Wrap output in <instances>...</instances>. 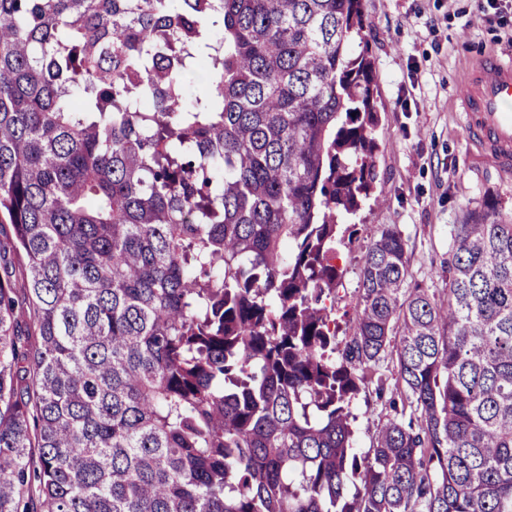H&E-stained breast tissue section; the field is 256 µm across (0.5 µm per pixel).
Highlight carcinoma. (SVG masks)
I'll list each match as a JSON object with an SVG mask.
<instances>
[{
	"mask_svg": "<svg viewBox=\"0 0 512 512\" xmlns=\"http://www.w3.org/2000/svg\"><path fill=\"white\" fill-rule=\"evenodd\" d=\"M362 29V0H0V224L41 339L0 279V512H512L493 199L445 302L384 227L336 348L333 255L380 200ZM392 348L407 408L361 455ZM380 372L384 374L383 377L386 379L384 395L380 398L377 394L375 379L368 381V383L361 385L360 392L352 406V412L357 417L354 422L356 448L363 455L371 447V437L377 425L384 422L392 414L389 408V399L395 397L399 403V397L394 390L396 376L394 363L388 360L384 363Z\"/></svg>",
	"mask_w": 512,
	"mask_h": 512,
	"instance_id": "obj_1",
	"label": "carcinoma"
}]
</instances>
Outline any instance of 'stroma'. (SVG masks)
Segmentation results:
<instances>
[{"label":"stroma","mask_w":512,"mask_h":512,"mask_svg":"<svg viewBox=\"0 0 512 512\" xmlns=\"http://www.w3.org/2000/svg\"><path fill=\"white\" fill-rule=\"evenodd\" d=\"M483 22L478 0H363L365 34L377 72L381 104L375 136L377 186L384 200L367 201L353 239L340 245L336 290L340 335L351 332L355 289L368 246L394 225L406 240L407 287L448 298L450 232L470 211L494 199L512 214V173L478 156L466 135L460 104L464 73L472 59L494 55L512 63V0H494ZM13 227L0 224V277L11 278L18 305L27 302L25 257L13 247ZM385 386L369 381L352 406L356 448L367 453L372 434L391 414L395 367L381 368Z\"/></svg>","instance_id":"stroma-1"}]
</instances>
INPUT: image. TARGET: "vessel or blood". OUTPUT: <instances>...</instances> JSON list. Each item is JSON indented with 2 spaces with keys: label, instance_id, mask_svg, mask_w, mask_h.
Masks as SVG:
<instances>
[{
  "label": "vessel or blood",
  "instance_id": "b4317fda",
  "mask_svg": "<svg viewBox=\"0 0 512 512\" xmlns=\"http://www.w3.org/2000/svg\"><path fill=\"white\" fill-rule=\"evenodd\" d=\"M461 102L473 146L501 171H512V63L475 58L464 78Z\"/></svg>",
  "mask_w": 512,
  "mask_h": 512
}]
</instances>
